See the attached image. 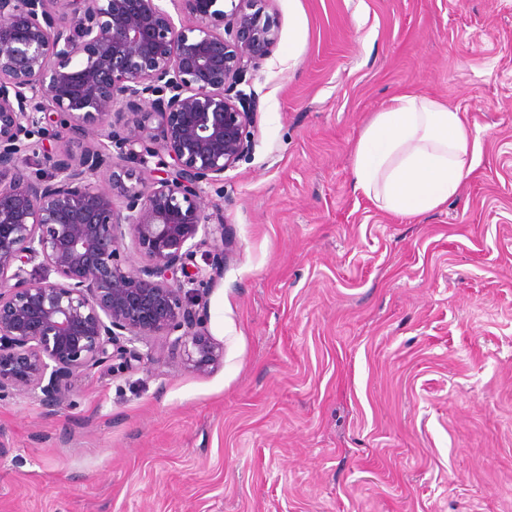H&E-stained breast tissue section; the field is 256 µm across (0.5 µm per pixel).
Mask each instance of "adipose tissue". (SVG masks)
Returning <instances> with one entry per match:
<instances>
[{"instance_id":"adipose-tissue-1","label":"adipose tissue","mask_w":512,"mask_h":512,"mask_svg":"<svg viewBox=\"0 0 512 512\" xmlns=\"http://www.w3.org/2000/svg\"><path fill=\"white\" fill-rule=\"evenodd\" d=\"M477 150L461 112L406 92L392 97L363 130L352 173L357 189L378 208L421 214L456 195Z\"/></svg>"}]
</instances>
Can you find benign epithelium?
<instances>
[{
  "label": "benign epithelium",
  "mask_w": 512,
  "mask_h": 512,
  "mask_svg": "<svg viewBox=\"0 0 512 512\" xmlns=\"http://www.w3.org/2000/svg\"><path fill=\"white\" fill-rule=\"evenodd\" d=\"M161 2L0 0L1 402L33 393L54 416L101 367L223 362L207 294L224 212L206 188L255 145L243 86L279 27L272 0H176L181 26ZM90 133L78 163L58 145Z\"/></svg>",
  "instance_id": "1"
}]
</instances>
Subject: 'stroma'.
<instances>
[{"mask_svg":"<svg viewBox=\"0 0 512 512\" xmlns=\"http://www.w3.org/2000/svg\"><path fill=\"white\" fill-rule=\"evenodd\" d=\"M258 136L206 200L224 362L0 402V512H512V0H273ZM404 91L462 112L440 208L379 209L356 142Z\"/></svg>","mask_w":512,"mask_h":512,"instance_id":"35a3bbf8","label":"stroma"}]
</instances>
